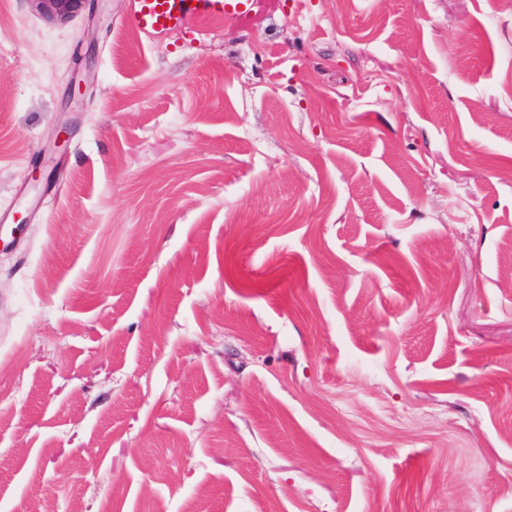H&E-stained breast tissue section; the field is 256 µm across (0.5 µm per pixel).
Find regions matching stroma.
Returning <instances> with one entry per match:
<instances>
[{"mask_svg": "<svg viewBox=\"0 0 512 512\" xmlns=\"http://www.w3.org/2000/svg\"><path fill=\"white\" fill-rule=\"evenodd\" d=\"M0 0V512H512V7ZM49 20L66 21L94 0H29ZM124 19L128 28L148 37H160L170 30L191 28L197 21L241 16L252 0H129ZM192 2H196L192 6Z\"/></svg>", "mask_w": 512, "mask_h": 512, "instance_id": "1", "label": "stroma"}]
</instances>
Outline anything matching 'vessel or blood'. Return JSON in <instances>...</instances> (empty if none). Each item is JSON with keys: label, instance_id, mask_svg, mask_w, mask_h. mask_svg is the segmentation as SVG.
Here are the masks:
<instances>
[{"label": "vessel or blood", "instance_id": "vessel-or-blood-1", "mask_svg": "<svg viewBox=\"0 0 512 512\" xmlns=\"http://www.w3.org/2000/svg\"><path fill=\"white\" fill-rule=\"evenodd\" d=\"M252 5L253 0H130L124 24L146 36L159 37L202 20L244 15Z\"/></svg>", "mask_w": 512, "mask_h": 512}]
</instances>
